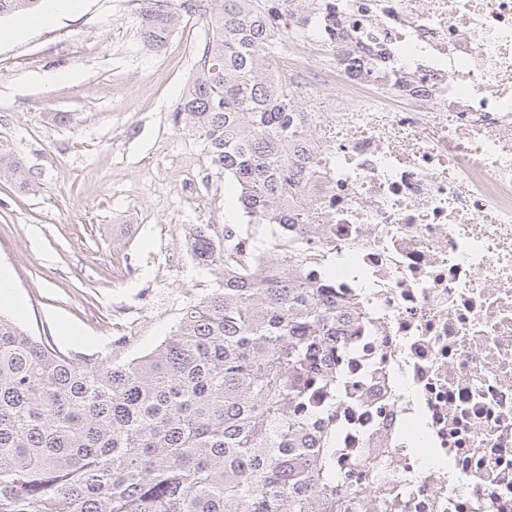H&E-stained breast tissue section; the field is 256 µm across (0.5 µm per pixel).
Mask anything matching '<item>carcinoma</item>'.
Here are the masks:
<instances>
[{
    "instance_id": "cac0c4a2",
    "label": "carcinoma",
    "mask_w": 512,
    "mask_h": 512,
    "mask_svg": "<svg viewBox=\"0 0 512 512\" xmlns=\"http://www.w3.org/2000/svg\"><path fill=\"white\" fill-rule=\"evenodd\" d=\"M44 2L0 0V19ZM275 2L140 0L150 51L189 14L212 30L173 122L202 137L249 223L224 225L222 245L192 229L191 257L218 287L144 355H66L0 313V512H391L336 473L316 406L340 383L329 351L350 305L324 297L319 225L299 233L288 210L306 196L311 113L274 71L298 29L274 27ZM2 176L32 186L0 143ZM263 227L265 247L252 242Z\"/></svg>"
}]
</instances>
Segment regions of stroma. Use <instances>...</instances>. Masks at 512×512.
<instances>
[{"instance_id": "obj_1", "label": "stroma", "mask_w": 512, "mask_h": 512, "mask_svg": "<svg viewBox=\"0 0 512 512\" xmlns=\"http://www.w3.org/2000/svg\"><path fill=\"white\" fill-rule=\"evenodd\" d=\"M138 13V0H84L17 37L0 20V143L37 183L25 193L0 179V269L14 317L72 354L156 347L216 286L189 229L220 237L247 221L201 137L172 121L210 29L178 24L151 52ZM57 72L76 79L50 82Z\"/></svg>"}]
</instances>
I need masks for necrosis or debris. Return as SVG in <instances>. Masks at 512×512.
Returning <instances> with one entry per match:
<instances>
[{"instance_id":"1","label":"necrosis or debris","mask_w":512,"mask_h":512,"mask_svg":"<svg viewBox=\"0 0 512 512\" xmlns=\"http://www.w3.org/2000/svg\"><path fill=\"white\" fill-rule=\"evenodd\" d=\"M319 117L309 197L337 296L336 468L397 512H512V0H285ZM336 83V95L317 88Z\"/></svg>"}]
</instances>
